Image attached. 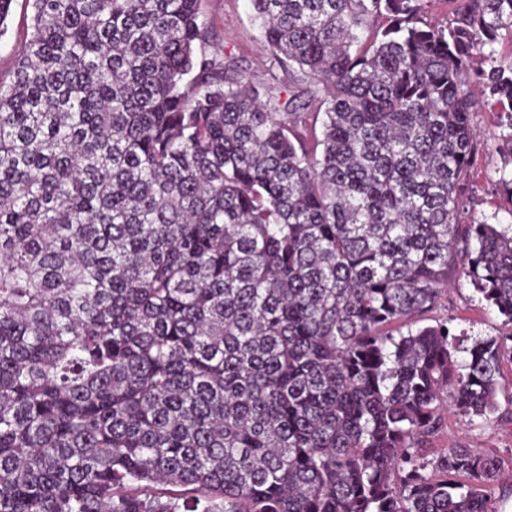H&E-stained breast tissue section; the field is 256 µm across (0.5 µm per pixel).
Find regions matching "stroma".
<instances>
[{
    "label": "stroma",
    "instance_id": "obj_1",
    "mask_svg": "<svg viewBox=\"0 0 512 512\" xmlns=\"http://www.w3.org/2000/svg\"><path fill=\"white\" fill-rule=\"evenodd\" d=\"M202 18L208 27L207 51L230 65L261 96L287 97L298 74L296 66L277 62L265 47L260 29L252 18L249 0H201ZM33 14L30 0H14L0 35V75L9 76L21 52ZM479 154L470 172L472 190L463 203L465 217L495 224L512 223V199L495 186L492 175L501 166L496 146L511 132L493 103H485L475 112ZM437 317L448 318L456 335L471 338L497 335L502 320L481 304L473 287L459 281L442 299ZM503 389L498 410L490 421L446 415L441 430L433 437L436 448L456 443L502 458L506 471L512 472V364L502 366Z\"/></svg>",
    "mask_w": 512,
    "mask_h": 512
}]
</instances>
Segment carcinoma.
I'll use <instances>...</instances> for the list:
<instances>
[{
	"instance_id": "1",
	"label": "carcinoma",
	"mask_w": 512,
	"mask_h": 512,
	"mask_svg": "<svg viewBox=\"0 0 512 512\" xmlns=\"http://www.w3.org/2000/svg\"><path fill=\"white\" fill-rule=\"evenodd\" d=\"M200 2L32 0L0 80V512H496L430 439L512 331L416 323L456 262L512 327V228L459 211L512 0H251L282 105Z\"/></svg>"
}]
</instances>
